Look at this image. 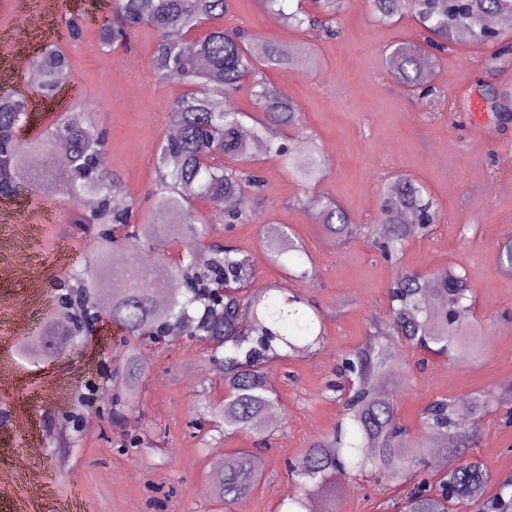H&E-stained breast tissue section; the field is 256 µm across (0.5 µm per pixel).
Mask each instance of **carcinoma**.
Segmentation results:
<instances>
[{
    "instance_id": "obj_1",
    "label": "carcinoma",
    "mask_w": 512,
    "mask_h": 512,
    "mask_svg": "<svg viewBox=\"0 0 512 512\" xmlns=\"http://www.w3.org/2000/svg\"><path fill=\"white\" fill-rule=\"evenodd\" d=\"M233 0H112L110 22L97 33L98 46L109 52L127 43L137 29L148 28L157 36L154 69L159 81H178L187 90L174 98L169 120L179 135L165 139L158 149L157 177L153 194L157 219L138 220L139 206L119 176L102 160L106 131L91 119L73 121L65 115L54 119L42 132L24 142L7 138L30 119L29 105L19 94L0 95V196L14 194L43 177L53 179L60 195L75 201L95 198L90 212L74 209L69 228L85 232L97 228L99 250L76 267L65 271L56 288L75 294L69 311L61 309L43 321L39 344L24 348L21 356L33 362L61 356L77 345L84 333L80 326L94 304L101 300L91 285L112 275V251L124 248L132 257L143 249L164 250L176 242L181 256L173 264L163 259L144 267L133 264L126 280L104 299L112 324L127 334V348L117 359L113 378L122 388L114 405L133 409L139 399L149 366L141 355L140 339L162 327L171 337L196 336L216 344L209 360L224 369V401L201 406L199 415L224 424L221 436L257 432L267 437L282 427L275 416L278 401L269 381L273 363L312 352L324 343V325L316 308L303 294L285 288L252 291L253 269L248 256L230 245L214 244L209 262L197 261L198 245L207 224L190 200L217 207L229 196H244L247 187L260 189L264 179L241 165L261 157H273L302 185L316 184L325 176L326 156L319 142L309 137L301 151L282 141L285 132L302 122L300 107L288 94L268 82L267 72L290 65L297 54L312 56L310 44L278 43L257 33L224 27V16ZM318 9L312 15L303 7L288 9V0H259L263 10L276 13L288 28L308 24L327 36L336 35L332 23L342 0H311ZM383 24L410 17L428 36L425 44L401 42L386 56L391 77L411 94L422 91L432 75V51L442 50L464 34L475 45L495 44L488 20L512 16V0H370ZM207 26L189 50L169 33L186 34ZM37 75L34 90L47 100L61 91V80L72 65L54 42L41 47L33 58ZM247 89L262 117L229 109L226 102ZM251 136L240 135L246 120ZM68 144L72 161L65 169L46 164L31 171L27 159H50L56 144ZM318 207L325 231L350 237L358 231L348 212L334 202L310 198ZM254 220L243 206L224 211L227 224ZM438 220L434 200L426 188L409 176H399L380 190L377 224L371 230L373 247L383 259L397 265L388 287L389 318L378 331L391 342L346 353L335 379L326 385L330 399L341 406L343 422L333 433L311 442L294 460L285 462L288 479L299 493L288 499L286 512H334L326 506L337 476L365 474L384 489L393 481L408 483L404 497L392 503L398 512H449L483 499L484 512H512V478L501 480L492 495L494 481L484 462L468 453L482 439L485 417L499 397L478 390L467 401L469 419L459 418L457 403L437 396L428 401L420 418V436L403 423L396 401L388 392L391 377L408 367L396 346L447 357L473 359L484 353L489 337L462 314L472 288L466 275L454 267L421 273L400 265V255L411 239L424 234ZM264 243L275 263L288 260L295 266L289 275L299 282L314 279L315 270L303 262L306 250L283 224L264 227ZM496 265L512 270V240L503 242L494 255ZM230 280L237 291L214 305L206 289ZM439 454L448 460L441 470L431 466ZM264 469L261 451L240 448L224 457L210 489L213 498L229 512L259 486Z\"/></svg>"
}]
</instances>
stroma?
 Wrapping results in <instances>:
<instances>
[{"label":"stroma","mask_w":512,"mask_h":512,"mask_svg":"<svg viewBox=\"0 0 512 512\" xmlns=\"http://www.w3.org/2000/svg\"><path fill=\"white\" fill-rule=\"evenodd\" d=\"M23 2L49 16L48 27L32 37L27 52L45 40H60L73 64L72 80L81 89L68 109L91 113L107 131L110 167L124 178L141 211L149 212L157 148L168 136V109L184 90L183 84L155 78V34L139 31L128 46L105 52L98 47L94 22L84 23L80 39L67 36L73 10L64 0ZM269 17L258 0H234L224 24L279 43L313 44L312 60L271 71L268 78L303 112V129L288 131L287 144L314 136L330 153L326 176L306 188L266 158L256 163L263 191L245 199L253 222L230 228L222 210L204 202L198 208L209 240L228 241L249 256H260L254 288L275 284L314 302L324 318L325 343L315 355L280 363L273 371L278 403L288 412L265 453L262 484L234 512H281L298 491L287 478L285 460L331 433L341 419L339 405L323 391L340 355L370 344L371 325L388 315L387 286L394 268L374 249L366 228L376 224L379 191L395 175L422 182L439 208L438 224L410 241L403 266L422 272L453 266L466 273L475 290L470 318L484 324L490 337L478 359L449 363L433 358L425 369L400 373L406 390L396 399L402 420L417 428L429 399L463 401L478 390L502 391L505 380L512 379V271L500 269L493 259L497 247L512 238V118L496 116L488 103L494 95L512 108V55L499 57L493 47L457 40L436 57L434 93L411 97L390 77L384 52L397 42H422L412 19L383 25L367 0H345L336 17L339 32L328 38L270 25ZM307 196L335 199L364 232L341 241L327 238L314 209L301 204ZM23 205L52 207L57 219L43 226L34 243L0 240V265L19 253L31 261L27 284L0 279V512H53L56 499L65 496L77 497L89 512H221L206 491L214 469L212 450L251 448L256 438L240 432L204 447L212 424L194 428L196 409L224 399V380L208 360L206 343L183 337L145 346L152 372L138 406L122 420L114 418L111 403L96 398L97 389L112 384L114 361L125 348L120 328L86 337L66 355L40 363L19 356L16 317L23 311L37 322L52 311L54 280L43 260L67 238L73 209L72 203L33 188L15 199H0V225ZM269 222L288 225L302 241L316 270L314 281H294L264 258L262 229ZM48 380L68 382L74 399L59 404L42 395ZM72 411L91 415L95 425L82 430L62 454L53 441ZM143 435L153 443L152 452L128 449L131 438ZM32 436L41 443L35 455L29 452ZM476 453L495 475L512 474V426L489 416ZM399 491L393 484L386 494ZM383 495L367 478L353 475L337 481L331 493L336 512H381Z\"/></svg>","instance_id":"obj_1"}]
</instances>
